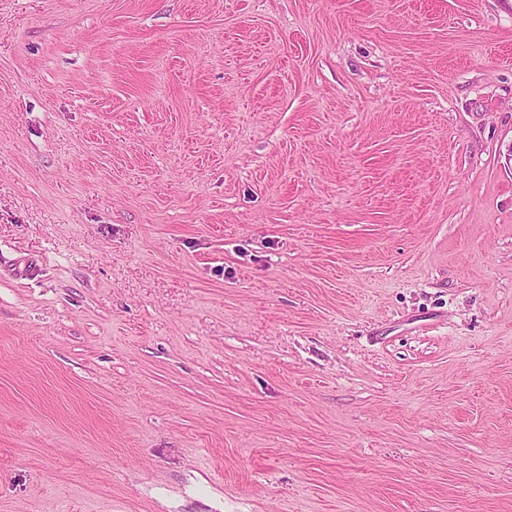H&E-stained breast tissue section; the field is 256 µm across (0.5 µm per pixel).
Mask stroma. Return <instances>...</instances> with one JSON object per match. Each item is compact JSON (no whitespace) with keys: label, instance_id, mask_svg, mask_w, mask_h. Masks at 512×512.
Here are the masks:
<instances>
[{"label":"stroma","instance_id":"1","mask_svg":"<svg viewBox=\"0 0 512 512\" xmlns=\"http://www.w3.org/2000/svg\"><path fill=\"white\" fill-rule=\"evenodd\" d=\"M0 512H512V0H0Z\"/></svg>","mask_w":512,"mask_h":512}]
</instances>
